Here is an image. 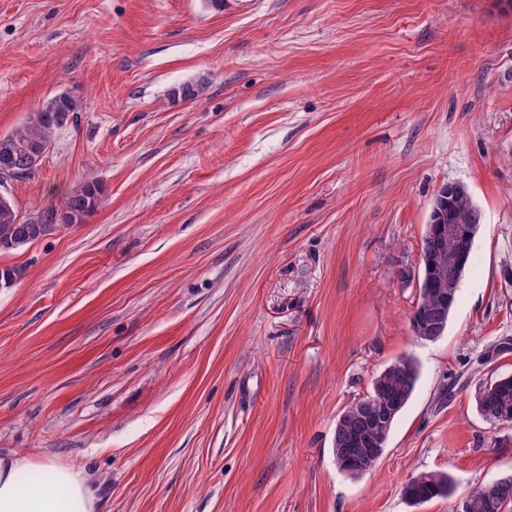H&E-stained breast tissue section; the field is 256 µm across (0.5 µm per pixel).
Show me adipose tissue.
Segmentation results:
<instances>
[{"label": "adipose tissue", "mask_w": 512, "mask_h": 512, "mask_svg": "<svg viewBox=\"0 0 512 512\" xmlns=\"http://www.w3.org/2000/svg\"><path fill=\"white\" fill-rule=\"evenodd\" d=\"M24 471H36L47 481L39 486L20 482ZM90 474L50 460L34 461L0 455V512H98Z\"/></svg>", "instance_id": "ef3b65f1"}]
</instances>
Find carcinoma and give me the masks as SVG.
<instances>
[{
	"mask_svg": "<svg viewBox=\"0 0 512 512\" xmlns=\"http://www.w3.org/2000/svg\"><path fill=\"white\" fill-rule=\"evenodd\" d=\"M80 104L66 94L56 95L40 106L41 115L36 120H27L15 131L0 136V171H10L21 178L34 173L39 164L34 161L37 151H50L57 130L75 116ZM106 203L103 190L93 178H87L73 187L58 204L44 208L37 214L23 219L19 217L13 202L0 195V253L11 252L48 236L60 228L56 217L68 214L89 217ZM451 209L456 213L457 223L476 224L482 221L481 211L474 205L469 191L455 192ZM467 240L459 236L448 241V251L428 252V244H423L420 266L433 261L437 266H454L459 255L466 251ZM27 269L20 264L0 265V285L11 287L25 279ZM419 378V368L411 357H403L379 375L372 383L370 392L345 409L338 418L333 441V455L341 473L351 479L358 478V470L372 471L380 457L370 456L360 463L354 462L349 438L363 436L378 448L387 447L392 428L409 403ZM479 414L492 424L512 423V377L498 376L482 384L475 393ZM393 404L383 431L375 432L363 426L359 417L361 409L380 407L387 409ZM419 480L416 503L422 504L438 497L451 494L452 481L448 474L437 471L421 472L415 476ZM497 490L493 494H482L476 490L463 507V512H505L512 504V474L497 477Z\"/></svg>",
	"mask_w": 512,
	"mask_h": 512,
	"instance_id": "obj_1",
	"label": "carcinoma"
}]
</instances>
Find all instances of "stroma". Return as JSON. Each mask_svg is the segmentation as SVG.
<instances>
[{"instance_id":"1","label":"stroma","mask_w":512,"mask_h":512,"mask_svg":"<svg viewBox=\"0 0 512 512\" xmlns=\"http://www.w3.org/2000/svg\"><path fill=\"white\" fill-rule=\"evenodd\" d=\"M199 87L196 100L171 95ZM66 92L19 214L106 203L0 255V454L93 475L101 512H462L512 473L476 409L512 374V9L500 0H0V135ZM483 222L444 336L409 329L438 188ZM410 356L374 470L339 415ZM448 473L451 497L405 482ZM412 479L419 480L417 488L418 500H413L405 494H410L414 491L416 481L410 482L405 487L404 497L413 504H422L429 502L438 497H449L452 490V481L448 474L437 471H426L417 474Z\"/></svg>"}]
</instances>
